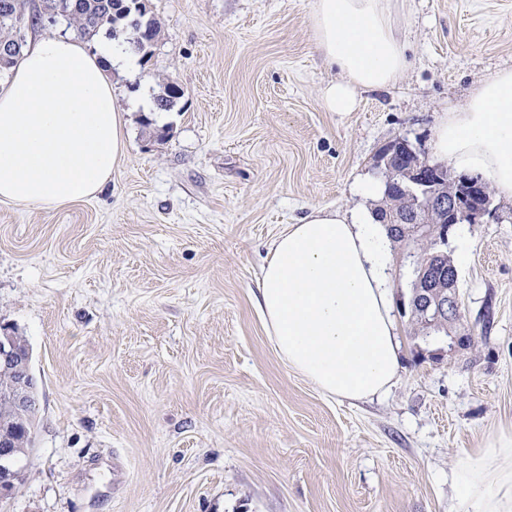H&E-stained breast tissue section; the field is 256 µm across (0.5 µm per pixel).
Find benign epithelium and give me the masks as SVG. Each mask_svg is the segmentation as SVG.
Here are the masks:
<instances>
[{
	"label": "benign epithelium",
	"instance_id": "obj_1",
	"mask_svg": "<svg viewBox=\"0 0 512 512\" xmlns=\"http://www.w3.org/2000/svg\"><path fill=\"white\" fill-rule=\"evenodd\" d=\"M399 154L412 157L409 168L400 170L393 166L394 158ZM377 165L406 184V205L416 213H438L448 215L449 224L432 228V238L438 252L448 243V231L461 220L474 224L484 215L490 206V197L483 182L463 178L458 190L450 193L444 185L448 184V171L432 164L413 151L408 142L398 140L385 147L379 154ZM443 277L436 266L426 265L415 279L418 294L423 296L419 303L420 312L425 317L438 320L443 315L461 321L462 311L457 290L445 289ZM0 368L14 375L13 384L0 391V398L15 406H38V394L32 389V374L29 356L23 354L13 343V336L0 332ZM9 451L0 452V497H4L12 484L14 472L7 465Z\"/></svg>",
	"mask_w": 512,
	"mask_h": 512
}]
</instances>
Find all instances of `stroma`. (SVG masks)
Listing matches in <instances>:
<instances>
[{
  "instance_id": "35a3bbf8",
  "label": "stroma",
  "mask_w": 512,
  "mask_h": 512,
  "mask_svg": "<svg viewBox=\"0 0 512 512\" xmlns=\"http://www.w3.org/2000/svg\"><path fill=\"white\" fill-rule=\"evenodd\" d=\"M149 61L114 79L127 158L96 197L0 203V326L24 336L40 408L0 512H451V475L512 437V199L467 239L468 346L416 337L403 258L389 275L399 369L380 397L321 393L255 305L271 245L314 206L366 207L377 157L432 159L443 112L512 69V0H404L409 66L328 112L340 79L313 0H149ZM183 98L145 113L143 93Z\"/></svg>"
}]
</instances>
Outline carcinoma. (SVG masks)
<instances>
[{"mask_svg":"<svg viewBox=\"0 0 512 512\" xmlns=\"http://www.w3.org/2000/svg\"><path fill=\"white\" fill-rule=\"evenodd\" d=\"M76 5L77 8L69 17V24L76 36L90 41L103 30L109 34L122 30L129 34L127 42L135 53L141 55V60H150L152 48L161 32L160 21L154 15L134 12L130 9V0H76ZM23 21L20 0H0V74L9 72L17 63L21 53L19 32ZM183 96L176 83L169 81L164 85L163 94L156 99L157 106L161 110H169ZM405 197V185H388L385 207L397 210L403 207ZM412 322L423 336L429 332L446 334L448 327L455 324V321L446 318L429 323L415 316ZM36 416L35 410L14 408L0 400V419L7 420L8 424V428L0 433V438L10 443L8 451L12 460H17L31 448Z\"/></svg>","mask_w":512,"mask_h":512,"instance_id":"1","label":"carcinoma"}]
</instances>
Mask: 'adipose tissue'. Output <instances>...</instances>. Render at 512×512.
Returning a JSON list of instances; mask_svg holds the SVG:
<instances>
[{
    "label": "adipose tissue",
    "mask_w": 512,
    "mask_h": 512,
    "mask_svg": "<svg viewBox=\"0 0 512 512\" xmlns=\"http://www.w3.org/2000/svg\"><path fill=\"white\" fill-rule=\"evenodd\" d=\"M314 46L342 74L321 92L326 111L351 112L362 90L394 85L408 67L395 0H314ZM128 45L88 48L69 35L25 50L0 86V202L61 206L94 197L127 154V120L112 74L133 69ZM433 153L512 198V70L444 112ZM390 239L366 213L313 207L272 244L256 306L280 357L331 396L387 392L398 345L386 271ZM460 512H512V439L453 474Z\"/></svg>",
    "instance_id": "obj_1"
}]
</instances>
